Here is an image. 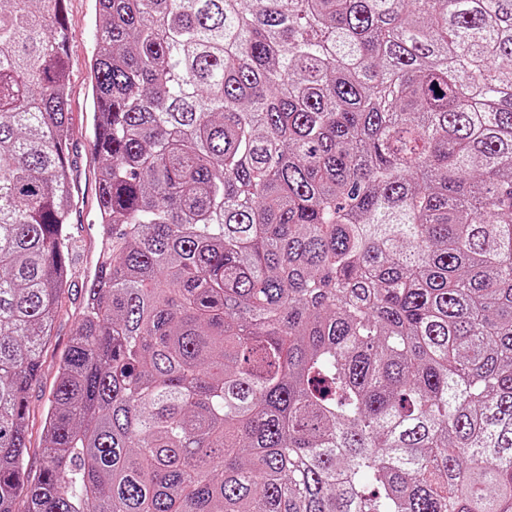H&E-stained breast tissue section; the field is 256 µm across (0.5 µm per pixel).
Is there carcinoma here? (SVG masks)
I'll list each match as a JSON object with an SVG mask.
<instances>
[{
  "label": "carcinoma",
  "instance_id": "1",
  "mask_svg": "<svg viewBox=\"0 0 512 512\" xmlns=\"http://www.w3.org/2000/svg\"><path fill=\"white\" fill-rule=\"evenodd\" d=\"M0 0V512H512V0ZM441 93H435V89ZM95 0H67L69 26L73 38L69 44L68 112H70L72 200L67 232L71 249V276L64 294V306L54 318L51 340L41 373L30 392L28 465L39 469L42 457V422L55 385V362L70 345L75 324L84 310L83 283L94 269L99 256L97 238V175L101 160L93 149L91 126V88L88 60L96 44Z\"/></svg>",
  "mask_w": 512,
  "mask_h": 512
}]
</instances>
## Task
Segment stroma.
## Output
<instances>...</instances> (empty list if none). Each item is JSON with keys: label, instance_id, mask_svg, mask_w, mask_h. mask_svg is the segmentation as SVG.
<instances>
[{"label": "stroma", "instance_id": "35a3bbf8", "mask_svg": "<svg viewBox=\"0 0 512 512\" xmlns=\"http://www.w3.org/2000/svg\"><path fill=\"white\" fill-rule=\"evenodd\" d=\"M95 0H67L69 26L73 38L69 44L68 110L71 122V215L67 226L71 249V276L64 294V306L55 317L51 340L41 373L30 392L28 427L31 469H39L43 444L42 422L55 385V362L71 341L74 327L84 310L82 286L99 256L97 238V175L101 160L93 149L91 126V88L88 60L96 44Z\"/></svg>", "mask_w": 512, "mask_h": 512}]
</instances>
